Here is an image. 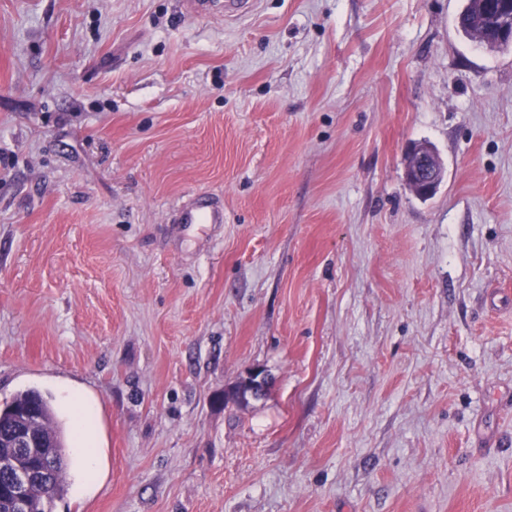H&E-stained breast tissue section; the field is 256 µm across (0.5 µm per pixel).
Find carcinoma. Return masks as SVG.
<instances>
[{
  "label": "carcinoma",
  "instance_id": "cac0c4a2",
  "mask_svg": "<svg viewBox=\"0 0 512 512\" xmlns=\"http://www.w3.org/2000/svg\"><path fill=\"white\" fill-rule=\"evenodd\" d=\"M457 25L460 31L474 40L477 31L483 27L479 0H467L459 14ZM35 413L42 431L43 447L46 453L64 461L66 441L62 422L59 420L50 397L38 390L30 389L17 394L13 400L0 407V458L15 455L13 434L22 425L25 414ZM66 487L64 467H59L49 480L33 479L27 497V512H48L45 504L62 495Z\"/></svg>",
  "mask_w": 512,
  "mask_h": 512
}]
</instances>
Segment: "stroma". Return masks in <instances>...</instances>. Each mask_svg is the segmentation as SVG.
I'll return each instance as SVG.
<instances>
[{
    "label": "stroma",
    "mask_w": 512,
    "mask_h": 512,
    "mask_svg": "<svg viewBox=\"0 0 512 512\" xmlns=\"http://www.w3.org/2000/svg\"><path fill=\"white\" fill-rule=\"evenodd\" d=\"M465 4L0 0V404L81 385L106 457L52 512H512V48ZM505 1L508 5L507 13L500 16L496 20V33L497 40L502 45L510 46L512 45V4H511V13H510V3L508 0ZM483 18L481 14V6L478 0H467V4L463 11L459 14L457 19V25L460 31L467 36L468 38L476 41L477 31H481L483 27ZM479 45L484 46L490 50L500 49L502 48L500 44H498L494 38L487 39L486 41H476ZM405 181L415 195L430 196L440 186L443 170L433 148L423 142L412 146L405 162Z\"/></svg>",
    "instance_id": "35a3bbf8"
}]
</instances>
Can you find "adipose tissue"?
I'll return each mask as SVG.
<instances>
[{
    "label": "adipose tissue",
    "instance_id": "adipose-tissue-1",
    "mask_svg": "<svg viewBox=\"0 0 512 512\" xmlns=\"http://www.w3.org/2000/svg\"><path fill=\"white\" fill-rule=\"evenodd\" d=\"M57 396L74 439L79 490L84 495L92 494L105 475L98 403L87 391L70 384L59 385Z\"/></svg>",
    "mask_w": 512,
    "mask_h": 512
}]
</instances>
